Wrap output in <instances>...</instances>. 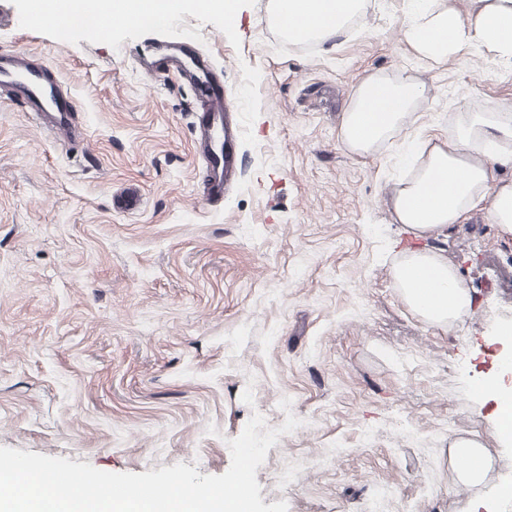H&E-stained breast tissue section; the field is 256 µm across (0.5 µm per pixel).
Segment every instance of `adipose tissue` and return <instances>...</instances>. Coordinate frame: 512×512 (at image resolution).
Returning <instances> with one entry per match:
<instances>
[{
	"label": "adipose tissue",
	"mask_w": 512,
	"mask_h": 512,
	"mask_svg": "<svg viewBox=\"0 0 512 512\" xmlns=\"http://www.w3.org/2000/svg\"><path fill=\"white\" fill-rule=\"evenodd\" d=\"M365 6L366 0H268L263 23L276 29L282 13L298 15L304 24L285 31L289 43L325 44L350 29ZM184 7L183 0H39L33 11L84 24ZM410 14L404 39L427 59L445 62L476 46L512 61V0H480L479 6L464 9L454 0H410ZM426 93L425 83L405 71L363 75L342 115L344 147L360 157L374 155L414 125ZM410 146L415 154L412 174L388 192L392 223L423 239L445 234L480 208L490 223L512 234V181L496 177L500 168L512 167L511 113L463 112L448 138L420 135ZM389 276L403 302L431 327L451 329L473 310L474 297L457 269L434 251L406 250L391 265ZM452 453L469 461L459 471V481L481 484L491 462L487 448L462 439L453 442Z\"/></svg>",
	"instance_id": "1"
}]
</instances>
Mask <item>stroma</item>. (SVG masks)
Returning a JSON list of instances; mask_svg holds the SVG:
<instances>
[{"instance_id": "1", "label": "stroma", "mask_w": 512, "mask_h": 512, "mask_svg": "<svg viewBox=\"0 0 512 512\" xmlns=\"http://www.w3.org/2000/svg\"><path fill=\"white\" fill-rule=\"evenodd\" d=\"M35 0H0V54L48 61L76 99L83 141L60 142L0 91V446L112 473L230 466L253 413L302 419L256 471L289 512H512V444L478 393L512 327V234L484 211L447 235L389 223L408 173L405 135L360 158L341 114L368 71L427 87L415 130L448 136L462 112L512 113V61L461 50L434 63L404 39L405 0H367L336 45L296 46L260 25L267 0L198 9L170 25L32 27ZM191 40L240 128L223 199L200 191L203 96L139 48ZM136 187L141 204L116 207ZM427 248L475 296L443 331L414 315L388 269ZM292 401L283 411V398ZM481 441L492 465L459 483L449 448Z\"/></svg>"}]
</instances>
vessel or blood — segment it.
Returning <instances> with one entry per match:
<instances>
[{"mask_svg": "<svg viewBox=\"0 0 512 512\" xmlns=\"http://www.w3.org/2000/svg\"><path fill=\"white\" fill-rule=\"evenodd\" d=\"M142 54L147 58L163 56L180 77L204 91L206 107L196 117L198 137L195 151L207 162L206 196L222 198L224 186L235 178L238 166L230 145L222 85L215 81L212 71L184 43L161 46L151 42L145 45ZM2 89L13 100L23 104L27 111L38 114L60 137L74 136L71 114L75 104L72 98L60 84L46 77L33 56H0Z\"/></svg>", "mask_w": 512, "mask_h": 512, "instance_id": "obj_1", "label": "vessel or blood"}]
</instances>
